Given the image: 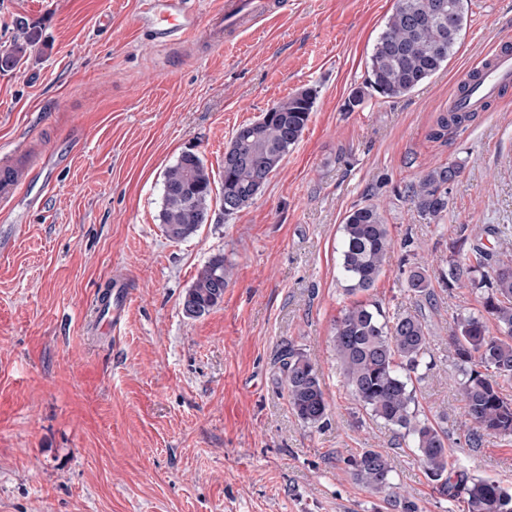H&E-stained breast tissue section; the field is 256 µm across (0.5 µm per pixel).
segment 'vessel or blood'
Wrapping results in <instances>:
<instances>
[{
	"label": "vessel or blood",
	"mask_w": 512,
	"mask_h": 512,
	"mask_svg": "<svg viewBox=\"0 0 512 512\" xmlns=\"http://www.w3.org/2000/svg\"><path fill=\"white\" fill-rule=\"evenodd\" d=\"M289 0H224L211 17H204L190 0H141L134 16L135 28L157 50L177 52L189 46L217 50L225 39L257 24L287 14ZM465 94L449 99L452 112L490 111L503 90L512 87V41H496L478 63L459 78ZM55 163L53 152L39 148L31 137L18 138L0 156V210L10 211L36 177ZM130 297L126 276H113L110 288L94 306L95 325L102 333L119 331Z\"/></svg>",
	"instance_id": "vessel-or-blood-1"
}]
</instances>
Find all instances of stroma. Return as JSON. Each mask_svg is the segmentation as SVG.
Wrapping results in <instances>:
<instances>
[{
	"label": "stroma",
	"mask_w": 512,
	"mask_h": 512,
	"mask_svg": "<svg viewBox=\"0 0 512 512\" xmlns=\"http://www.w3.org/2000/svg\"><path fill=\"white\" fill-rule=\"evenodd\" d=\"M137 0H0V58L17 20L39 33L0 67V149L33 135L68 157L0 221V512H395L353 480L347 460L386 452L422 512H460L428 482L415 449L357 406L331 336L353 297L340 272V226L379 204L393 248L370 297L413 311L412 267L426 265L434 364L415 408L448 433L455 469L512 488V437L471 444L448 337L479 312L468 283L445 287L461 231L512 224V93L495 111L432 138L458 76L512 39V0H471L448 65L398 99L366 95L372 46L395 0H294L286 17L200 59H171L130 25ZM316 98L299 142L256 199L233 215L212 201L187 240L159 222L163 176L185 151L214 178L235 129L298 90ZM81 116L78 137L68 130ZM462 164L448 214L422 219L407 191L427 168ZM231 271L224 299L198 318L183 300L213 255ZM125 274L117 338L95 334L91 303ZM317 367L329 403L310 427L288 404L278 356Z\"/></svg>",
	"instance_id": "obj_1"
}]
</instances>
